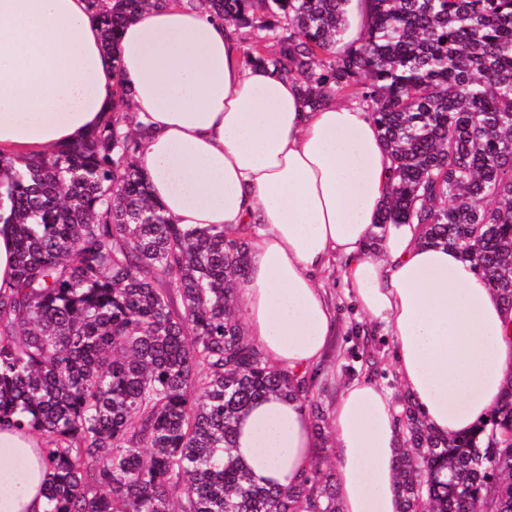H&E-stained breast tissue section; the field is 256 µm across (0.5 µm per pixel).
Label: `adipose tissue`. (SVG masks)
<instances>
[{
  "instance_id": "1",
  "label": "adipose tissue",
  "mask_w": 512,
  "mask_h": 512,
  "mask_svg": "<svg viewBox=\"0 0 512 512\" xmlns=\"http://www.w3.org/2000/svg\"><path fill=\"white\" fill-rule=\"evenodd\" d=\"M236 28L186 0L127 21L115 57L86 0H0V154H44L112 115L117 82L148 128V191L187 228L223 226L250 242L238 290L247 333L276 367L304 374L334 347L336 311L320 279L342 282L394 344L398 380L441 435L473 430L512 383V308L459 251L427 246L413 224L376 222L392 157L370 113L310 109L293 78L248 64ZM382 233V250L366 243ZM389 392L342 386L330 412L341 512H400ZM320 438L298 401L268 396L241 419L236 452L254 477L293 487ZM37 438L0 429V512H44Z\"/></svg>"
}]
</instances>
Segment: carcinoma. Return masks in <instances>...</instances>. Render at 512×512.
<instances>
[{"label": "carcinoma", "mask_w": 512, "mask_h": 512, "mask_svg": "<svg viewBox=\"0 0 512 512\" xmlns=\"http://www.w3.org/2000/svg\"><path fill=\"white\" fill-rule=\"evenodd\" d=\"M165 0H87L106 48ZM189 0L236 27L244 61L297 79L306 104L352 97L382 130L395 185L381 224L457 249L512 307V0ZM133 115L40 156L0 155V427L41 439L45 512H340L316 464L258 484L235 455L254 402L322 417L312 380L274 367L244 331L248 242L186 229L149 198ZM400 512H512V385L470 434L441 436L408 396ZM15 239L11 226L0 224V286L6 287L14 277Z\"/></svg>", "instance_id": "1"}]
</instances>
